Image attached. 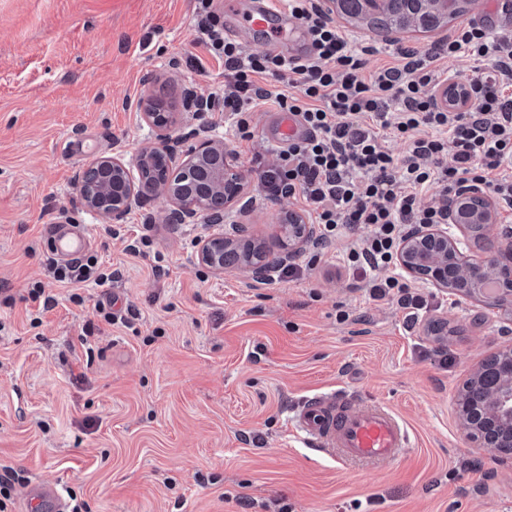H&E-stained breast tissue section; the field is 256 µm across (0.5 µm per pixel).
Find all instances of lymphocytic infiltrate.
I'll list each match as a JSON object with an SVG mask.
<instances>
[{"label": "lymphocytic infiltrate", "instance_id": "1", "mask_svg": "<svg viewBox=\"0 0 512 512\" xmlns=\"http://www.w3.org/2000/svg\"><path fill=\"white\" fill-rule=\"evenodd\" d=\"M213 3L197 0L196 26L199 46L224 62L229 87L216 106L243 138L251 112L268 103L305 129L276 147V167L261 172L266 197L300 203L326 242L366 229L345 251V266L368 277L371 299H396L415 320L422 296L378 271L394 261L407 225L441 223L442 207L422 204L421 195L435 185L445 198L472 181L512 210V179L503 176L512 169V31L472 22L424 53L397 46L394 62L367 75L366 59L379 47L349 37L311 0H287L309 42L295 57L246 51L225 33ZM461 57L487 63L470 81L472 104L463 112L436 108L431 92ZM390 139L404 143L402 158L386 149Z\"/></svg>", "mask_w": 512, "mask_h": 512}]
</instances>
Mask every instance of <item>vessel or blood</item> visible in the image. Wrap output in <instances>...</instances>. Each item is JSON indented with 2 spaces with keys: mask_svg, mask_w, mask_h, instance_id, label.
I'll return each instance as SVG.
<instances>
[{
  "mask_svg": "<svg viewBox=\"0 0 512 512\" xmlns=\"http://www.w3.org/2000/svg\"><path fill=\"white\" fill-rule=\"evenodd\" d=\"M224 10L239 15L244 28L260 33L265 48L293 53L299 26L277 0H253L244 12L237 0H224ZM48 240L53 255L64 261H76L88 249L85 230L73 224H52ZM290 421L305 445L319 448L339 465L397 460L410 440L405 424L387 407L354 401L341 389L303 400ZM27 500L31 512H68L55 483L32 485Z\"/></svg>",
  "mask_w": 512,
  "mask_h": 512,
  "instance_id": "vessel-or-blood-1",
  "label": "vessel or blood"
}]
</instances>
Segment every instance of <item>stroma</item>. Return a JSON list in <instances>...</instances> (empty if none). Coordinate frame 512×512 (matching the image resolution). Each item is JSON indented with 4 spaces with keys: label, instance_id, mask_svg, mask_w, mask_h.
I'll return each mask as SVG.
<instances>
[{
    "label": "stroma",
    "instance_id": "1",
    "mask_svg": "<svg viewBox=\"0 0 512 512\" xmlns=\"http://www.w3.org/2000/svg\"><path fill=\"white\" fill-rule=\"evenodd\" d=\"M196 0H0V466L26 492L56 481L88 512H512V465L470 442L456 399L491 353L512 349V315L424 284L413 327L395 301L369 300L341 256L364 230L309 246L292 277L262 284L246 271L194 262L201 224H147L154 197L123 223L87 214L75 177L121 147L155 144L135 109L164 89L223 95L224 67L198 45ZM477 0L403 44L427 50L460 25L499 24ZM245 177L248 233L278 255L280 201L259 191L253 158L273 164L267 107L251 138L205 115ZM92 238L106 285L54 281L50 223ZM148 244L128 251L136 234ZM163 275H156V268ZM42 284L54 304L32 301ZM79 294L81 303L71 301ZM115 298L112 323L95 305ZM444 336L428 334L432 321ZM347 389L409 428L396 464L337 467L291 432L304 398Z\"/></svg>",
    "mask_w": 512,
    "mask_h": 512
}]
</instances>
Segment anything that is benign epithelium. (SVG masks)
Masks as SVG:
<instances>
[{
    "mask_svg": "<svg viewBox=\"0 0 512 512\" xmlns=\"http://www.w3.org/2000/svg\"><path fill=\"white\" fill-rule=\"evenodd\" d=\"M163 99L165 94L158 92L136 104L141 120L157 133L158 145L131 161L117 149L84 167L77 189L85 212L116 224L148 190L169 202L165 223H202L214 229L198 243L195 261L217 272L244 269L256 279L266 278L276 264L293 259L315 241L313 225L298 212L284 209L278 224L279 235L285 237L282 252L269 259L263 245L235 219V208L244 200V179L224 139L200 121L207 95L194 87L186 89L184 112L171 111ZM467 99L466 83L457 76L448 77L437 94V102L450 109L463 106ZM180 121L189 127L185 138L191 141L183 152L169 143L170 131ZM443 207L445 223L416 224L404 233L398 267L415 282L462 297H481L488 307L512 313V228L501 231L505 245L477 261L466 254L464 241L480 243L483 231L495 223V204L485 187L467 182ZM457 413L470 441L492 448L499 461L512 462V438L500 439V432L512 428L511 349L481 362L457 399Z\"/></svg>",
    "mask_w": 512,
    "mask_h": 512,
    "instance_id": "benign-epithelium-1",
    "label": "benign epithelium"
}]
</instances>
